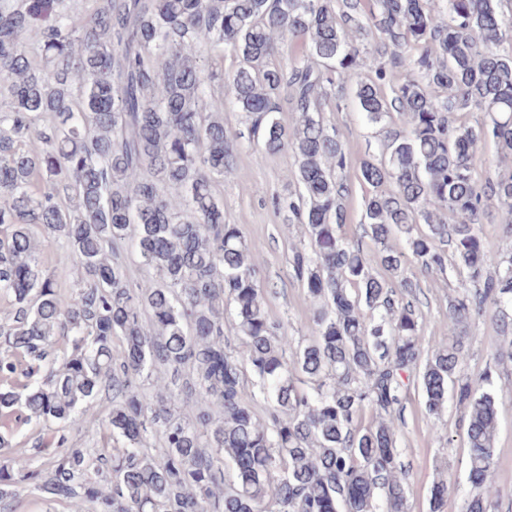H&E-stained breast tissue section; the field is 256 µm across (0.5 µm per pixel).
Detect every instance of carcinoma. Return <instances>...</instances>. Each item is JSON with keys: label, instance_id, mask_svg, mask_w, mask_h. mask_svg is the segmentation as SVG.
I'll return each mask as SVG.
<instances>
[{"label": "carcinoma", "instance_id": "cac0c4a2", "mask_svg": "<svg viewBox=\"0 0 512 512\" xmlns=\"http://www.w3.org/2000/svg\"><path fill=\"white\" fill-rule=\"evenodd\" d=\"M90 2L79 12L71 0H0V426L80 431L108 396L112 454L72 448L47 472L1 454L0 512L26 481L94 512H407L397 435L413 378L429 414L450 400L460 411L479 489L462 512H495L481 490L497 454L491 372L471 379L461 364L471 318L491 313L512 335V252L492 253L480 230L493 200L512 234V167L474 176L489 140L512 158L500 0H445L446 21L430 0ZM371 31L373 48L353 42ZM294 43L301 54L277 61ZM220 46L239 59L225 74L205 58ZM362 54L374 77L355 96L385 131L379 154L354 166L322 105ZM217 82L245 129L224 125ZM283 99L289 126L276 117ZM457 112L486 119L457 126ZM394 113L402 125H389ZM241 140L260 159L294 158L302 192L285 208L308 245L288 266L313 306L299 341L271 320L243 233L224 223L218 185ZM355 180L370 186L361 229L374 251L342 234ZM396 234L405 248L388 245ZM43 240L59 243L47 260ZM123 251L154 271L150 284L132 280ZM412 266L450 267L461 281L451 340L425 358ZM366 409L377 420L363 427ZM447 491L438 476L430 512Z\"/></svg>", "mask_w": 512, "mask_h": 512}]
</instances>
